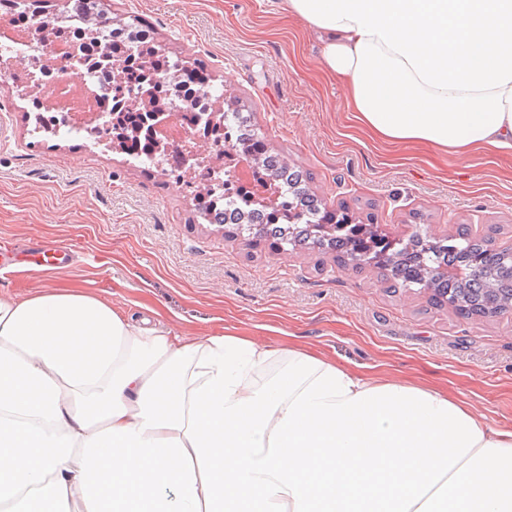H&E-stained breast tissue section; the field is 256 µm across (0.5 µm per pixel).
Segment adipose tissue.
<instances>
[{
  "label": "adipose tissue",
  "instance_id": "adipose-tissue-1",
  "mask_svg": "<svg viewBox=\"0 0 512 512\" xmlns=\"http://www.w3.org/2000/svg\"><path fill=\"white\" fill-rule=\"evenodd\" d=\"M392 144L512 151V0H278ZM0 512H512V431L297 348L0 296Z\"/></svg>",
  "mask_w": 512,
  "mask_h": 512
}]
</instances>
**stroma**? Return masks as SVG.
<instances>
[{
    "instance_id": "stroma-1",
    "label": "stroma",
    "mask_w": 512,
    "mask_h": 512,
    "mask_svg": "<svg viewBox=\"0 0 512 512\" xmlns=\"http://www.w3.org/2000/svg\"><path fill=\"white\" fill-rule=\"evenodd\" d=\"M138 17L158 50L204 61L225 100L251 113L273 150L312 174L311 190L352 223L388 224L408 239L471 225L512 240V154L454 158L390 144L339 105L341 85L319 62L300 19L270 0H112ZM31 97L0 78V295L82 288L135 321L159 311L195 336L233 333L292 346L356 374L430 388L512 430V316L460 317L427 292L386 289L378 269L343 270L329 254L282 252L228 238L196 209L176 171L141 168L86 135L37 129ZM72 249L66 268L34 253Z\"/></svg>"
}]
</instances>
